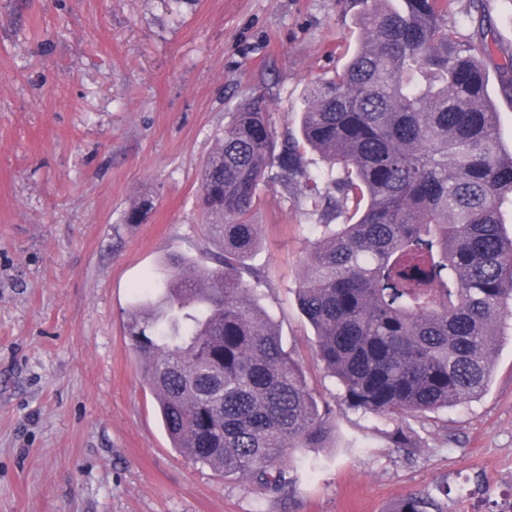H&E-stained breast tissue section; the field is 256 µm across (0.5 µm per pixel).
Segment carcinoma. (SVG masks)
I'll use <instances>...</instances> for the list:
<instances>
[{"mask_svg":"<svg viewBox=\"0 0 512 512\" xmlns=\"http://www.w3.org/2000/svg\"><path fill=\"white\" fill-rule=\"evenodd\" d=\"M360 2L362 45L310 87L300 119L303 145L360 216L322 225L298 303L346 406L398 424L392 444L414 448L399 423L482 393L512 315V233L499 206L512 196V151L488 91L492 65L512 97V57L495 60L482 0H471L468 42L448 30L453 0ZM275 148L261 103L233 113L200 173V208L222 254L210 265L170 260L126 318L172 447L264 494L293 485L287 461L322 447L332 413H319L245 266L260 184L286 189L303 172L298 147ZM327 201L307 178L304 203ZM392 512L443 509L414 494Z\"/></svg>","mask_w":512,"mask_h":512,"instance_id":"carcinoma-1","label":"carcinoma"}]
</instances>
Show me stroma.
<instances>
[{
	"label": "stroma",
	"mask_w": 512,
	"mask_h": 512,
	"mask_svg": "<svg viewBox=\"0 0 512 512\" xmlns=\"http://www.w3.org/2000/svg\"><path fill=\"white\" fill-rule=\"evenodd\" d=\"M497 57H512V0H483ZM359 0H0V512H392L422 493L445 512L512 503V327L487 389L403 426L347 409L296 299L319 237L305 151L288 188L263 184L246 258L284 349L329 403L322 447L262 495L171 447L124 323L178 256L219 247L199 172L230 114L267 100L299 141L311 82L361 40ZM152 209L138 224L129 210Z\"/></svg>",
	"instance_id": "stroma-1"
}]
</instances>
